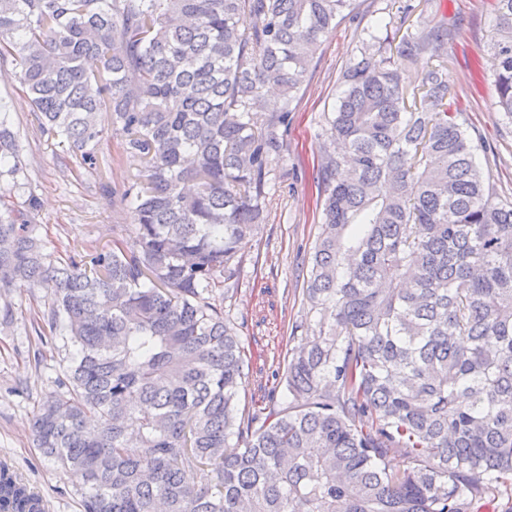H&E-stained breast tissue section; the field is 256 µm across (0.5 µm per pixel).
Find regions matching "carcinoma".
<instances>
[{
  "label": "carcinoma",
  "instance_id": "cac0c4a2",
  "mask_svg": "<svg viewBox=\"0 0 512 512\" xmlns=\"http://www.w3.org/2000/svg\"><path fill=\"white\" fill-rule=\"evenodd\" d=\"M354 2L0 0V65L20 70L42 134L91 166L110 130L137 166L122 192L101 186L130 234L85 260L45 250L33 195L0 212V296L54 283L48 322L77 347L71 389L40 405L32 436L79 478L83 512H478L512 493V201L444 109L442 21L402 43L400 59L427 56L420 75L372 31L341 75L329 134L343 151L321 159L306 288L318 329L288 355V405L258 408L233 441L248 358L210 295L234 288L292 104ZM491 2L512 124V0ZM269 82L283 105L259 128ZM8 118L1 104V198L23 172ZM397 451L408 467L393 471ZM204 465L215 493L195 486ZM33 498L0 463V512Z\"/></svg>",
  "mask_w": 512,
  "mask_h": 512
}]
</instances>
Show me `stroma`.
Here are the masks:
<instances>
[{
	"label": "stroma",
	"mask_w": 512,
	"mask_h": 512,
	"mask_svg": "<svg viewBox=\"0 0 512 512\" xmlns=\"http://www.w3.org/2000/svg\"><path fill=\"white\" fill-rule=\"evenodd\" d=\"M356 5L357 19L342 21L324 39L294 103L281 162L292 176L269 184L264 221L240 245L234 291L213 294L250 357L237 394L244 426L258 407L281 396L278 378L293 336H309L317 328L305 286L323 222L318 166L328 143L327 120L341 92L339 76L356 57L363 29L385 19L392 56L404 37L447 20L448 107L464 112L473 139L485 144L477 162L512 201V125L501 117L492 81L481 78L490 69L488 47L495 35L488 0H356ZM0 104L21 146L25 182L39 204L37 234L48 251L76 256L88 244L107 246L131 230L129 209L113 206L99 191L103 183L123 189L135 173L117 162L118 139H104L95 168L76 167L67 146L41 135L19 71L10 65L0 70ZM50 292L45 284L17 288L0 299L11 308L10 320L0 324V461L43 495L48 512H82L79 481L48 461L31 436L37 405L67 393L68 369L77 354L37 320L48 309Z\"/></svg>",
	"instance_id": "35a3bbf8"
}]
</instances>
